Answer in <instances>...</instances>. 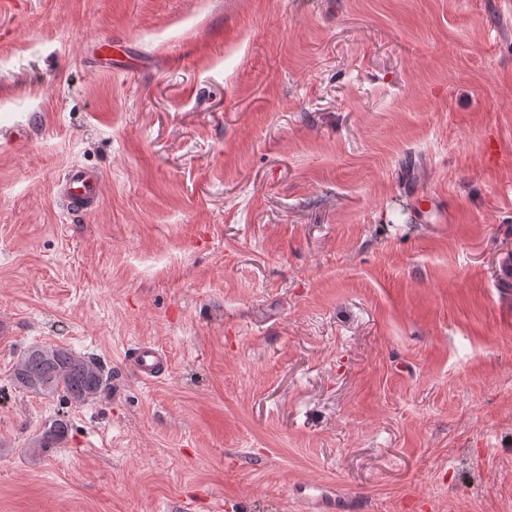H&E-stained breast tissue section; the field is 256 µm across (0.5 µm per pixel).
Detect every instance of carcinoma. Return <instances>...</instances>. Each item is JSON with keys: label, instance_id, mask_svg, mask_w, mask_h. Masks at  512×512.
I'll return each mask as SVG.
<instances>
[{"label": "carcinoma", "instance_id": "obj_1", "mask_svg": "<svg viewBox=\"0 0 512 512\" xmlns=\"http://www.w3.org/2000/svg\"><path fill=\"white\" fill-rule=\"evenodd\" d=\"M14 384L26 391L42 394H62L75 404H83L108 388L103 366L61 346H41L28 349L13 370ZM69 421L57 417L35 441L33 452L43 453L67 437Z\"/></svg>", "mask_w": 512, "mask_h": 512}]
</instances>
